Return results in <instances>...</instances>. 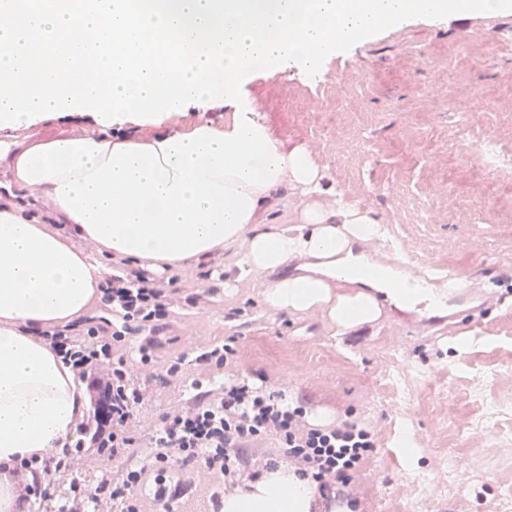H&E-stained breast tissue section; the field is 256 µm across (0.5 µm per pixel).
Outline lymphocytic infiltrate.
<instances>
[{"label": "lymphocytic infiltrate", "mask_w": 512, "mask_h": 512, "mask_svg": "<svg viewBox=\"0 0 512 512\" xmlns=\"http://www.w3.org/2000/svg\"><path fill=\"white\" fill-rule=\"evenodd\" d=\"M105 301L121 319L122 329L103 323L83 334H43L84 384L95 408L81 418V438L65 458L42 466L45 474L69 477L71 494L52 504L38 485L26 486V494L42 512H143L140 493L146 476L154 478L155 500L163 501L170 473L188 464L196 466L201 478L222 474L224 491L230 494L244 478L258 476L257 471H244L242 448L269 437L279 440L291 467L310 477L318 491L355 499L357 486L351 474L375 448L371 432L347 421L315 427L302 408L284 403L281 393L240 382L225 385L223 393L209 401L165 413L146 461L103 480L95 489L81 488L78 473L94 469L101 458L134 453L143 427L136 407L143 399L140 382L150 372L151 351L142 344L135 358L115 356L124 326L153 329L175 307L197 305L200 298L179 297L147 271L131 274L116 265L106 280Z\"/></svg>", "instance_id": "lymphocytic-infiltrate-1"}]
</instances>
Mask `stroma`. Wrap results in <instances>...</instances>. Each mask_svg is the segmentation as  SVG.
<instances>
[{
	"instance_id": "1",
	"label": "stroma",
	"mask_w": 512,
	"mask_h": 512,
	"mask_svg": "<svg viewBox=\"0 0 512 512\" xmlns=\"http://www.w3.org/2000/svg\"><path fill=\"white\" fill-rule=\"evenodd\" d=\"M512 12L481 16L468 39L448 19L415 16L328 57L320 76L297 64L243 78L239 104L256 110L288 148L315 160L324 202L342 191L372 211L417 261L512 291ZM493 138L501 164L486 171ZM178 288L203 289L205 308L179 309L155 336L157 367L184 356L183 379L142 386L147 424L217 390L224 372L200 351L236 337L234 379L276 380L289 406L324 410L372 432L376 452L354 474L356 503L329 512H512V304L452 334L424 336L379 316L377 329H339L322 310L272 312L258 279L224 253L181 269ZM417 448L408 458L403 441ZM224 479L188 481L174 512H220Z\"/></svg>"
}]
</instances>
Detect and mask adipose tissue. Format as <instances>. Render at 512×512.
<instances>
[{
	"mask_svg": "<svg viewBox=\"0 0 512 512\" xmlns=\"http://www.w3.org/2000/svg\"><path fill=\"white\" fill-rule=\"evenodd\" d=\"M512 0H0V165L17 190L47 199L62 232L0 199V512H20L15 463L65 451L85 399L72 369L41 333L102 303L107 260L147 261L175 273L224 251L258 276L305 254L362 281L349 237L381 227L369 211L315 201L320 172L285 149L266 121L237 102L256 65L289 61L308 74L325 57L383 26L428 15L498 14ZM231 108L222 124L170 121L188 105ZM91 117L95 134L32 138L64 115ZM126 123L152 136H117ZM306 201L300 231L263 223L286 186ZM97 247L76 248L74 238ZM316 275L266 285L269 308L321 309L338 328L375 320L364 291L338 293ZM309 478L281 467L227 496L223 512H312Z\"/></svg>",
	"mask_w": 512,
	"mask_h": 512,
	"instance_id": "ef3b65f1",
	"label": "adipose tissue"
}]
</instances>
